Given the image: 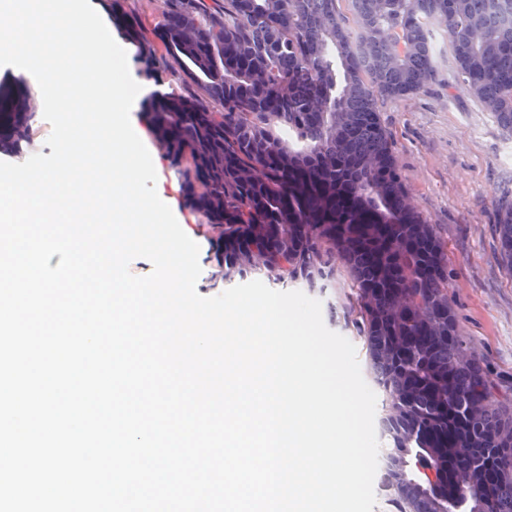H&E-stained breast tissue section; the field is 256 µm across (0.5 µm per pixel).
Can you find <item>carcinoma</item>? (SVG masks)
Masks as SVG:
<instances>
[{"mask_svg": "<svg viewBox=\"0 0 512 512\" xmlns=\"http://www.w3.org/2000/svg\"><path fill=\"white\" fill-rule=\"evenodd\" d=\"M108 2L139 75L181 80L142 110L185 205L216 233L213 280L321 296L342 274L351 291L327 306L363 339L366 376L384 395L379 457L441 462V449L472 441L454 472L469 512H512V449L493 437L512 417L459 334L448 254L409 202L377 110L436 78L439 24L457 78L512 135V0H348V16L342 0H166L150 35L124 0ZM25 100L0 85V151L29 137ZM501 210L512 272V204ZM414 499L448 512L440 483Z\"/></svg>", "mask_w": 512, "mask_h": 512, "instance_id": "carcinoma-1", "label": "carcinoma"}]
</instances>
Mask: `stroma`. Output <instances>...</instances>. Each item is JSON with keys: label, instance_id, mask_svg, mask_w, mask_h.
<instances>
[{"label": "stroma", "instance_id": "35a3bbf8", "mask_svg": "<svg viewBox=\"0 0 512 512\" xmlns=\"http://www.w3.org/2000/svg\"><path fill=\"white\" fill-rule=\"evenodd\" d=\"M436 79L424 91L377 107L390 132L411 203L433 224L448 251V296L460 332L502 394L512 397V274L500 253L496 224L512 203V136L499 127L455 76L448 41L437 46ZM164 194L200 247L201 296L222 293L214 235L183 204V184L145 133Z\"/></svg>", "mask_w": 512, "mask_h": 512}]
</instances>
